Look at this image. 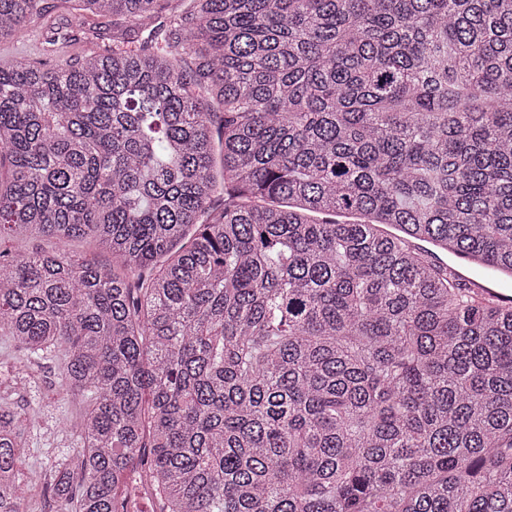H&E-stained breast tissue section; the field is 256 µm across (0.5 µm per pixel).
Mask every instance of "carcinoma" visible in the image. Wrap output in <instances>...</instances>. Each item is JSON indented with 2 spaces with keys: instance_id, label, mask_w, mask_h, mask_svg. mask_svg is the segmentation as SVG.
<instances>
[{
  "instance_id": "cac0c4a2",
  "label": "carcinoma",
  "mask_w": 512,
  "mask_h": 512,
  "mask_svg": "<svg viewBox=\"0 0 512 512\" xmlns=\"http://www.w3.org/2000/svg\"><path fill=\"white\" fill-rule=\"evenodd\" d=\"M0 66V385L82 414L56 512H512V0H58ZM46 0H0V43ZM85 239L112 265L67 249ZM34 423L0 400V512ZM47 24L55 26L59 30L62 39L61 46H68L69 53L66 56L59 55L57 51L51 53L47 48L45 40L42 44L40 35V43L38 46H32L26 43L23 38L11 42L0 43V64L7 65L10 61L21 55H26L32 60L44 62L49 67L55 65H64L66 62L81 58L85 55L91 54L97 50L99 44L112 43V16L99 17L92 16L87 20V30H93L104 38L102 41L95 39L91 32H81L73 30L67 26V16L62 13V10L54 9L50 12L47 18ZM59 43V44H60ZM43 46L45 47L43 49Z\"/></svg>"
}]
</instances>
